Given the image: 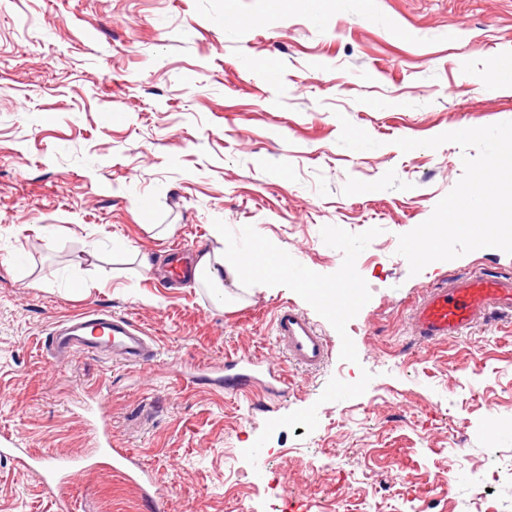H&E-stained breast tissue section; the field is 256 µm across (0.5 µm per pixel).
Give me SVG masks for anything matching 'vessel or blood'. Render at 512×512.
Instances as JSON below:
<instances>
[{
	"mask_svg": "<svg viewBox=\"0 0 512 512\" xmlns=\"http://www.w3.org/2000/svg\"><path fill=\"white\" fill-rule=\"evenodd\" d=\"M512 317V275H490L482 270L441 280L420 297L411 313L415 337L433 344L463 335L491 317ZM275 341L288 355L291 365L303 370L323 367L331 355V345L323 333L303 312L289 305L280 306L274 317ZM55 357L82 351L106 350L113 358L132 365L152 362L157 349L150 336L129 319L103 310L85 312L58 321L46 339ZM214 385L229 384L235 391L248 394L262 386L273 396L288 387L284 369L240 354L225 359L224 374L214 377ZM48 488L57 491L60 512H68L69 501L61 487L80 470L78 460L67 457H40L36 460Z\"/></svg>",
	"mask_w": 512,
	"mask_h": 512,
	"instance_id": "b4317fda",
	"label": "vessel or blood"
}]
</instances>
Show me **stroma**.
Listing matches in <instances>:
<instances>
[{"mask_svg":"<svg viewBox=\"0 0 512 512\" xmlns=\"http://www.w3.org/2000/svg\"><path fill=\"white\" fill-rule=\"evenodd\" d=\"M506 55L512 0H0V435L86 454L83 405L103 397L160 501L91 462L73 512H512V321L436 344L409 324L427 288L512 255L410 275L398 236L462 151L395 144L512 121ZM224 242L276 246L307 287L228 273L221 308L167 278L172 245L191 265ZM283 304L328 336L320 371L276 398L190 381L243 352L284 364ZM95 308L144 327L157 360L46 354L55 322ZM54 509L39 471L0 458V512Z\"/></svg>","mask_w":512,"mask_h":512,"instance_id":"stroma-1","label":"stroma"}]
</instances>
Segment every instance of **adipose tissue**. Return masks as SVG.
Segmentation results:
<instances>
[{
  "mask_svg": "<svg viewBox=\"0 0 512 512\" xmlns=\"http://www.w3.org/2000/svg\"><path fill=\"white\" fill-rule=\"evenodd\" d=\"M257 266L271 273L283 274L288 270V260L272 245H263L255 254L231 246L201 253L192 268V277L196 283L220 295L224 292L225 272L234 273Z\"/></svg>",
  "mask_w": 512,
  "mask_h": 512,
  "instance_id": "1",
  "label": "adipose tissue"
}]
</instances>
